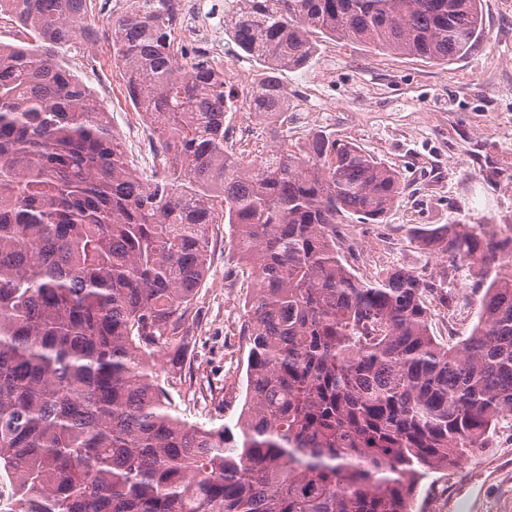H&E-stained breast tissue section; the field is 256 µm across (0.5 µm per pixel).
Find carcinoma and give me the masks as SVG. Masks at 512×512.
I'll return each instance as SVG.
<instances>
[{
  "label": "carcinoma",
  "mask_w": 512,
  "mask_h": 512,
  "mask_svg": "<svg viewBox=\"0 0 512 512\" xmlns=\"http://www.w3.org/2000/svg\"><path fill=\"white\" fill-rule=\"evenodd\" d=\"M94 0H0V476L10 512H411L419 480L512 412V237L483 224L415 232L485 289L470 335L429 328L432 282L356 276L343 217L378 224L400 174L315 133L288 148L277 72L345 37L433 63L483 35L481 0H226L227 31L266 72L246 93L269 138L253 159L224 130L236 93L201 51L176 75L179 0L96 22ZM107 43L130 107L155 124L159 169L136 172L107 108L66 66L76 33ZM227 224L252 288L237 423L181 417L169 373L194 336L211 226Z\"/></svg>",
  "instance_id": "1"
}]
</instances>
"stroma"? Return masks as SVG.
<instances>
[{
  "mask_svg": "<svg viewBox=\"0 0 512 512\" xmlns=\"http://www.w3.org/2000/svg\"><path fill=\"white\" fill-rule=\"evenodd\" d=\"M484 35L463 57L437 65L372 52L336 38L320 42L302 68L280 73L288 91V143L302 147L316 132L351 141L397 170L404 189L380 224L345 221L341 232L354 273L365 278L404 265L440 277L441 255L409 243L410 228L468 217L487 224L492 240L512 235V0H482ZM71 72L95 93L119 76L106 42L75 36ZM114 130L143 176L159 160L148 138L127 136L131 107L107 97ZM211 266L198 291L200 323L180 377L165 384L179 414L209 427L234 426L245 400L247 347L242 313L251 288L229 228L214 225ZM474 274L456 271L453 301L436 295L430 331L455 344L470 335L479 296ZM415 512H512V415L502 414L486 447L420 482Z\"/></svg>",
  "mask_w": 512,
  "mask_h": 512,
  "instance_id": "1",
  "label": "stroma"
}]
</instances>
